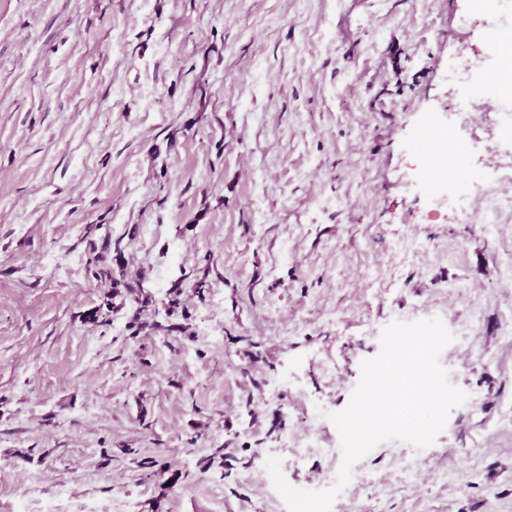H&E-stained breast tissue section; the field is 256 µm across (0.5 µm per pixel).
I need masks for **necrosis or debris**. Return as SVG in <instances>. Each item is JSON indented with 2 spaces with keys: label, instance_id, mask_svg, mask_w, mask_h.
<instances>
[{
  "label": "necrosis or debris",
  "instance_id": "1",
  "mask_svg": "<svg viewBox=\"0 0 512 512\" xmlns=\"http://www.w3.org/2000/svg\"><path fill=\"white\" fill-rule=\"evenodd\" d=\"M472 3L486 17L488 50L474 53L465 65H449L448 70L455 78L453 108L447 123H432L422 129L424 145L418 153L423 170L434 176L426 202L427 219L448 210L468 214L473 200L479 198L484 203V223L496 224L503 213L512 212V188L487 190L488 173L469 169L464 154L452 144L449 133L472 127L482 113L493 112L498 116L499 128L512 135V78L503 77L491 64L493 56L505 48L506 35L512 34V0H472ZM452 171L457 172V179H449ZM323 426V418L318 415L310 419L308 434L284 437L282 444L289 447L293 462H304L313 453L331 458L339 456L334 443L319 436Z\"/></svg>",
  "mask_w": 512,
  "mask_h": 512
}]
</instances>
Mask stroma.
<instances>
[{"label": "stroma", "instance_id": "1", "mask_svg": "<svg viewBox=\"0 0 512 512\" xmlns=\"http://www.w3.org/2000/svg\"><path fill=\"white\" fill-rule=\"evenodd\" d=\"M484 39L470 0H0V512H280L257 463L313 489L332 461L278 440L348 405L387 325L433 317L468 398L416 479L381 484L400 443L361 459L346 512H512V213L431 222L409 185ZM499 137L489 113L455 139L491 172ZM116 245L158 310L206 278L170 335L107 298Z\"/></svg>", "mask_w": 512, "mask_h": 512}]
</instances>
